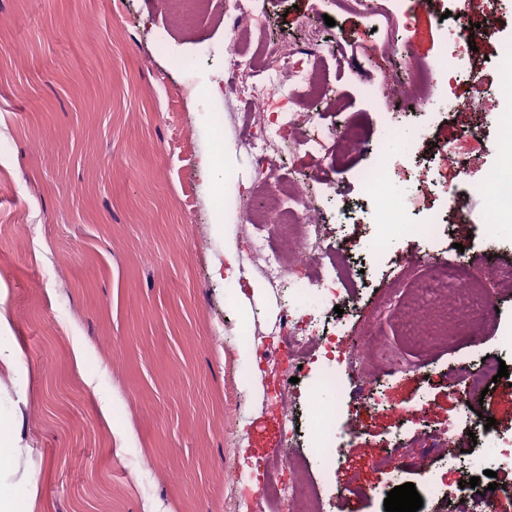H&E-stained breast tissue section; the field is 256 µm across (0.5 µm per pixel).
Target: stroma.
<instances>
[{
  "mask_svg": "<svg viewBox=\"0 0 512 512\" xmlns=\"http://www.w3.org/2000/svg\"><path fill=\"white\" fill-rule=\"evenodd\" d=\"M467 14L499 25L496 37L455 40L429 0L407 14L373 16L336 0H254L262 26L244 34L251 51L279 44L327 47L317 69L322 96L299 95L298 112L363 126L369 144L341 164L297 146L282 131L274 160L286 184L281 204L303 198L319 221V259L341 291L357 294L337 327L336 351H310L298 387L271 408L267 389L245 378L244 337L271 331L283 309L307 293L305 278L271 282L253 246L279 251L289 269L293 239L245 218L268 194L244 138L255 119L226 85L232 79L224 0H199L184 20L179 0H0V419L22 448L14 484L24 512H287L243 497L258 462L285 445L282 419L302 426L296 458L324 512H385L381 487L413 483L420 512H467L484 497L497 512L512 496L489 490L474 445L459 440L464 384L459 366L494 356L508 376L474 413L495 418L492 434L512 436V291H497L485 257L512 262V227L490 238L480 218L489 203L512 210V78L498 65L512 43V0H462ZM333 25H326V18ZM474 58L477 78L449 86L458 101L489 88L480 111L435 113L414 140L415 166L390 167V185L427 188L407 221L380 231L370 222L374 193L360 180L378 152L395 155L385 117L412 129L394 91L406 56L426 62ZM452 191L462 221L429 238L414 228L442 215ZM352 217L336 221L338 206ZM226 222L243 243L242 291L225 294L217 269ZM495 289L497 309L476 336L451 346L415 347L402 328L421 252L453 257L455 244ZM378 325L384 355L347 361L361 333ZM396 358L416 371H394ZM327 372L338 378L333 429L308 398ZM376 379L363 398L358 374ZM394 451L396 468L383 465ZM428 474L465 483V496L430 491ZM476 486H469L470 478Z\"/></svg>",
  "mask_w": 512,
  "mask_h": 512,
  "instance_id": "1",
  "label": "stroma"
}]
</instances>
